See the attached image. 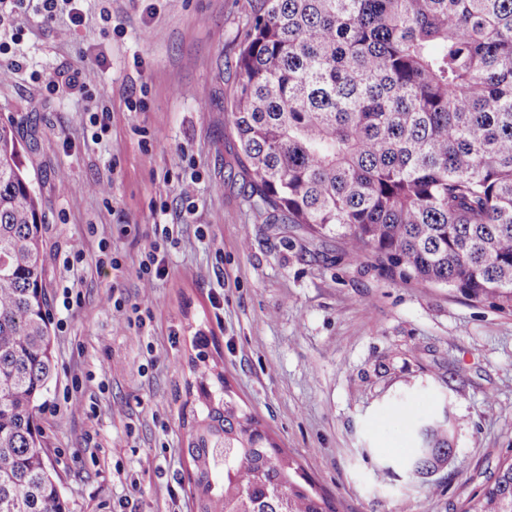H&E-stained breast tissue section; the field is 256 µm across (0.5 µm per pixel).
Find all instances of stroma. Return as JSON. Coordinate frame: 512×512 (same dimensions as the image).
Segmentation results:
<instances>
[{
  "label": "stroma",
  "instance_id": "1",
  "mask_svg": "<svg viewBox=\"0 0 512 512\" xmlns=\"http://www.w3.org/2000/svg\"><path fill=\"white\" fill-rule=\"evenodd\" d=\"M78 6V27L29 12L0 28V62L20 64L0 81V122L45 216L56 378L39 425L68 512H192L183 415L199 329L209 363L338 512H459L512 452V312L406 282L372 255L348 263L341 238L273 223L251 198L224 105L260 0ZM70 68L92 99L46 91ZM104 108L99 133L90 116ZM141 127L162 141L142 148ZM158 222L168 273L146 288L137 270ZM103 252L122 275L98 267ZM118 300L151 308L145 333ZM442 413L455 457L409 481L411 423Z\"/></svg>",
  "mask_w": 512,
  "mask_h": 512
}]
</instances>
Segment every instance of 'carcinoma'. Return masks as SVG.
Returning a JSON list of instances; mask_svg holds the SVG:
<instances>
[{"instance_id": "1", "label": "carcinoma", "mask_w": 512, "mask_h": 512, "mask_svg": "<svg viewBox=\"0 0 512 512\" xmlns=\"http://www.w3.org/2000/svg\"><path fill=\"white\" fill-rule=\"evenodd\" d=\"M227 102L251 195L417 286L512 312V0H263ZM0 125V512H66L38 424L54 379L41 198ZM185 452L195 512H336L217 366ZM401 463L448 460L447 418ZM460 512H512V457Z\"/></svg>"}]
</instances>
